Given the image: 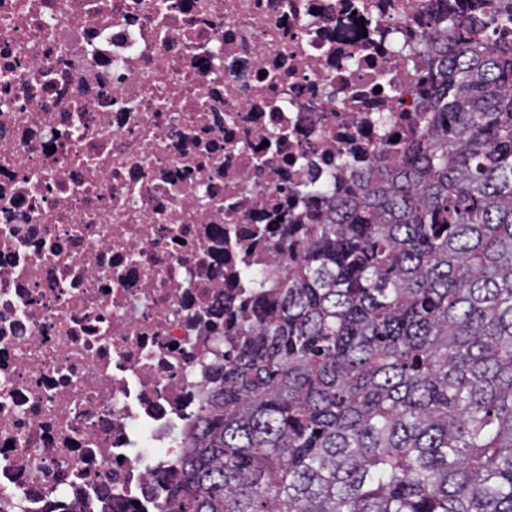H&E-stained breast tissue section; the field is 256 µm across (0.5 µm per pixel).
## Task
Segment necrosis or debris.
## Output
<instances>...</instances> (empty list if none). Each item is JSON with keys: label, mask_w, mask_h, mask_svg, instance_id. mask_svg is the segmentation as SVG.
I'll return each mask as SVG.
<instances>
[{"label": "necrosis or debris", "mask_w": 512, "mask_h": 512, "mask_svg": "<svg viewBox=\"0 0 512 512\" xmlns=\"http://www.w3.org/2000/svg\"><path fill=\"white\" fill-rule=\"evenodd\" d=\"M455 0H0V512H161L289 224L416 141Z\"/></svg>", "instance_id": "4bbe7bcc"}]
</instances>
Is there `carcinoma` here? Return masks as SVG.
Here are the masks:
<instances>
[{
	"instance_id": "obj_1",
	"label": "carcinoma",
	"mask_w": 512,
	"mask_h": 512,
	"mask_svg": "<svg viewBox=\"0 0 512 512\" xmlns=\"http://www.w3.org/2000/svg\"><path fill=\"white\" fill-rule=\"evenodd\" d=\"M428 49L417 141L257 276L167 512H512V0Z\"/></svg>"
}]
</instances>
